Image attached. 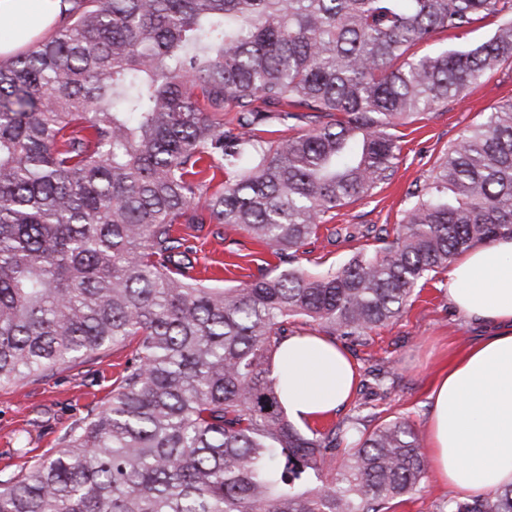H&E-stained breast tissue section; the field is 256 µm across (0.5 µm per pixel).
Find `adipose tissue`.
Returning a JSON list of instances; mask_svg holds the SVG:
<instances>
[{
  "label": "adipose tissue",
  "instance_id": "ef3b65f1",
  "mask_svg": "<svg viewBox=\"0 0 512 512\" xmlns=\"http://www.w3.org/2000/svg\"><path fill=\"white\" fill-rule=\"evenodd\" d=\"M62 0H0V55L25 48L59 19ZM465 319L494 324L449 362L432 390L428 458L449 488L492 493L512 485V237L462 254L445 284ZM281 401L299 423L328 418L355 389L356 367L323 336L294 335L279 349Z\"/></svg>",
  "mask_w": 512,
  "mask_h": 512
}]
</instances>
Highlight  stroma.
I'll return each instance as SVG.
<instances>
[{"label":"stroma","mask_w":512,"mask_h":512,"mask_svg":"<svg viewBox=\"0 0 512 512\" xmlns=\"http://www.w3.org/2000/svg\"><path fill=\"white\" fill-rule=\"evenodd\" d=\"M512 98V66L488 74L461 102L438 106L422 120L404 127L398 169L391 181L372 195L337 208L335 226L349 234L336 243L319 239L310 253L301 255V266L319 270L340 266L354 254L374 252L376 243L363 237L366 227L398 224L408 203L406 192L469 126L485 119L490 108ZM234 252L237 266L221 273L223 287L236 286L247 275L258 276L277 260L260 242L228 226L220 240L207 239L196 254L198 266H210L219 254ZM447 270L430 273L414 302L403 315L374 329L360 340L340 339L358 366V383L350 401L333 416L318 422L324 430L355 418L369 424L373 418L406 419L419 433H426L428 397L438 374L479 335L448 303L444 284ZM132 347H120L98 358L61 366L40 377H30L0 388V478L24 463L55 448L56 439L73 421L101 405L116 385ZM456 491L439 484L426 472L422 489L395 504L391 512H441Z\"/></svg>","instance_id":"stroma-1"}]
</instances>
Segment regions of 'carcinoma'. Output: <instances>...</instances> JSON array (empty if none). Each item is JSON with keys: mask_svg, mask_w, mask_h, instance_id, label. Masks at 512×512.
Here are the masks:
<instances>
[{"mask_svg": "<svg viewBox=\"0 0 512 512\" xmlns=\"http://www.w3.org/2000/svg\"><path fill=\"white\" fill-rule=\"evenodd\" d=\"M71 3L0 60V387L137 347L105 404L0 479V512H389L421 489L419 434L400 417L300 430L279 345L298 323L358 340L512 235V99L448 145L393 231L366 229L375 253L293 261L391 179L399 128L512 63V0ZM487 21L483 41L418 51ZM211 224L284 268L203 283L193 241L223 238ZM446 508L512 512V486Z\"/></svg>", "mask_w": 512, "mask_h": 512, "instance_id": "1", "label": "carcinoma"}]
</instances>
